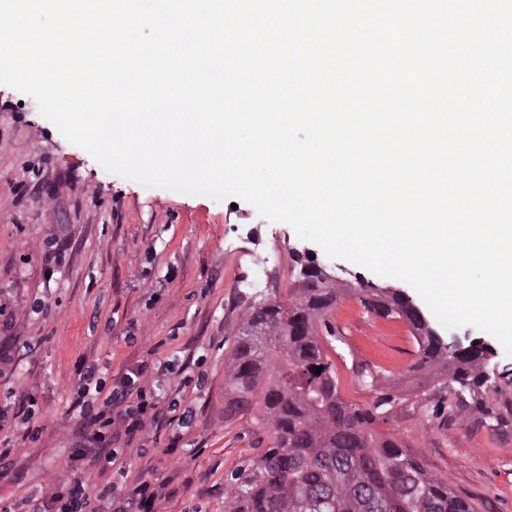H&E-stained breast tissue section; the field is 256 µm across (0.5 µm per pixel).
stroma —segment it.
<instances>
[{"label": "stroma", "instance_id": "1", "mask_svg": "<svg viewBox=\"0 0 512 512\" xmlns=\"http://www.w3.org/2000/svg\"><path fill=\"white\" fill-rule=\"evenodd\" d=\"M305 240L283 222L231 203L139 182L106 171L66 140L31 97L0 85V404L27 409L43 432L0 428V502L19 501L84 474L72 460L81 417L73 406L76 366L87 360L119 384L144 363H171L166 392L192 421L169 414L120 436L123 484L164 488L157 512H224L232 474L250 471L274 435L255 415L224 411V364L245 314L258 302L287 301ZM319 328L342 399L371 411L393 402L375 429L408 446L423 468L446 480L476 512H512V355L486 363L498 375L465 403L416 370L418 347L403 318L368 312L340 293ZM381 371L384 388L364 385L356 363Z\"/></svg>", "mask_w": 512, "mask_h": 512}]
</instances>
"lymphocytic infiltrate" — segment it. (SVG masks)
<instances>
[{
    "label": "lymphocytic infiltrate",
    "mask_w": 512,
    "mask_h": 512,
    "mask_svg": "<svg viewBox=\"0 0 512 512\" xmlns=\"http://www.w3.org/2000/svg\"><path fill=\"white\" fill-rule=\"evenodd\" d=\"M74 403L84 419V442L73 454L74 459H89L100 470L112 468L124 454L113 447L114 436L133 434L143 428L150 417H158L167 404L165 392L154 383L148 365L129 371L119 386L105 384L98 365L81 362ZM161 491L144 480L127 491L123 506H116L114 484L90 490L85 478L75 477L55 486L48 493H36L0 508V512H152Z\"/></svg>",
    "instance_id": "lymphocytic-infiltrate-1"
}]
</instances>
